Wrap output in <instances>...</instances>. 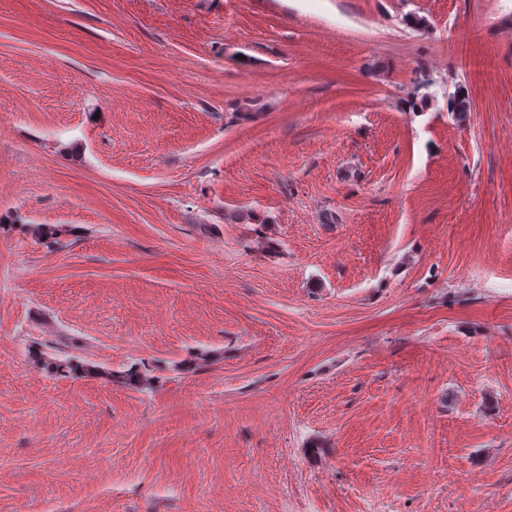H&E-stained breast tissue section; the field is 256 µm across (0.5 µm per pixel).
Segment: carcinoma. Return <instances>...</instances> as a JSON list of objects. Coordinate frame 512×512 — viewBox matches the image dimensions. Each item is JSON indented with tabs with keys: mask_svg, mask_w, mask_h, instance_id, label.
<instances>
[{
	"mask_svg": "<svg viewBox=\"0 0 512 512\" xmlns=\"http://www.w3.org/2000/svg\"><path fill=\"white\" fill-rule=\"evenodd\" d=\"M472 109V101L464 85L457 86L453 95L448 99V111L459 120H464ZM31 359L40 369L56 376L88 377L101 376L106 379L116 378L122 384L141 389L150 386V379L143 370L135 365L120 373H114L97 365L85 362L69 351V346L60 343L40 344L32 348Z\"/></svg>",
	"mask_w": 512,
	"mask_h": 512,
	"instance_id": "1",
	"label": "carcinoma"
}]
</instances>
